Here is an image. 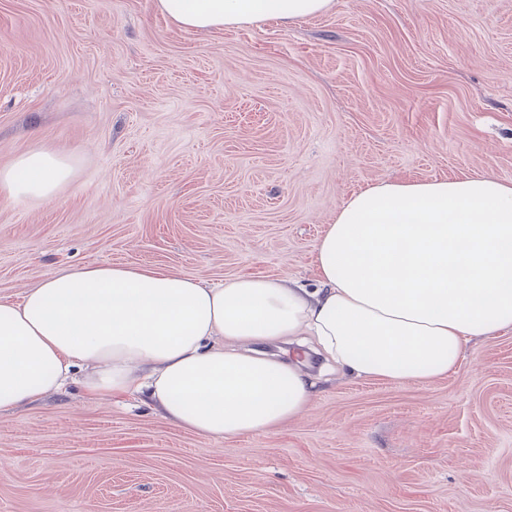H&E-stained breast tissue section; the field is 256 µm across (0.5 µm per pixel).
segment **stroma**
Returning <instances> with one entry per match:
<instances>
[{
	"label": "stroma",
	"mask_w": 512,
	"mask_h": 512,
	"mask_svg": "<svg viewBox=\"0 0 512 512\" xmlns=\"http://www.w3.org/2000/svg\"><path fill=\"white\" fill-rule=\"evenodd\" d=\"M154 0H0V300L86 264L318 283L353 192L512 181V0H334L286 26L177 28ZM0 512H512V330L429 384L334 370L293 424L203 439L80 381L0 413ZM72 175L68 158L50 147L38 146L0 168V193L45 201L55 197Z\"/></svg>",
	"instance_id": "35a3bbf8"
}]
</instances>
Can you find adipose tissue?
Wrapping results in <instances>:
<instances>
[{
    "label": "adipose tissue",
    "mask_w": 512,
    "mask_h": 512,
    "mask_svg": "<svg viewBox=\"0 0 512 512\" xmlns=\"http://www.w3.org/2000/svg\"><path fill=\"white\" fill-rule=\"evenodd\" d=\"M333 0H156L179 28L275 19L291 25ZM73 175L35 147L0 168V193L45 201ZM318 287L240 276L220 283L154 266L88 264L0 302V412L65 389L146 395L169 423L203 438L294 422L315 385L301 336L350 374L427 384L472 339L512 327V183L489 175L379 182L350 196L315 246ZM293 343L284 360L264 344Z\"/></svg>",
    "instance_id": "obj_1"
}]
</instances>
